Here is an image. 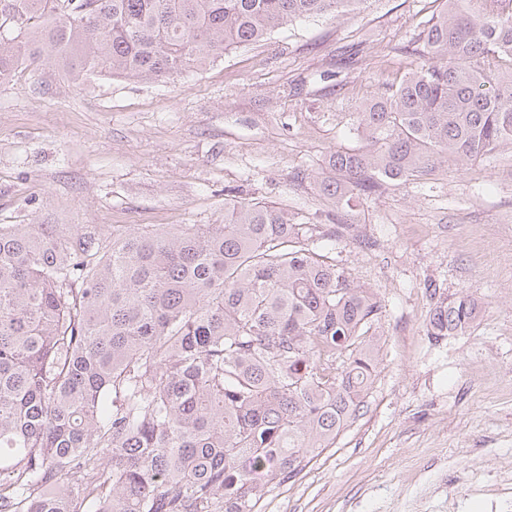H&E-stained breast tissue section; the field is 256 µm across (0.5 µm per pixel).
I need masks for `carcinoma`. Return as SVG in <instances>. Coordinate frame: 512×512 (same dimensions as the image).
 I'll list each match as a JSON object with an SVG mask.
<instances>
[{"label": "carcinoma", "instance_id": "1", "mask_svg": "<svg viewBox=\"0 0 512 512\" xmlns=\"http://www.w3.org/2000/svg\"><path fill=\"white\" fill-rule=\"evenodd\" d=\"M364 0H0V85L21 62L168 79ZM423 62L364 103L321 181L336 213L439 160L512 145V0H443ZM326 231L261 202L220 224H0V512H255L359 416L382 301ZM478 303L429 314L435 339Z\"/></svg>", "mask_w": 512, "mask_h": 512}]
</instances>
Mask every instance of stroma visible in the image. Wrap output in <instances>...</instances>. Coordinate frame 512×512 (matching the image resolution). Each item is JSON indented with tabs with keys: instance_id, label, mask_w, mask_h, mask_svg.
Listing matches in <instances>:
<instances>
[{
	"instance_id": "obj_1",
	"label": "stroma",
	"mask_w": 512,
	"mask_h": 512,
	"mask_svg": "<svg viewBox=\"0 0 512 512\" xmlns=\"http://www.w3.org/2000/svg\"><path fill=\"white\" fill-rule=\"evenodd\" d=\"M436 0H365L162 82L27 69L0 85V224H216L229 201L338 223L320 189L361 103L420 62ZM329 255L374 292L359 417L256 512H512V146L385 185ZM481 313L434 339L436 303Z\"/></svg>"
}]
</instances>
